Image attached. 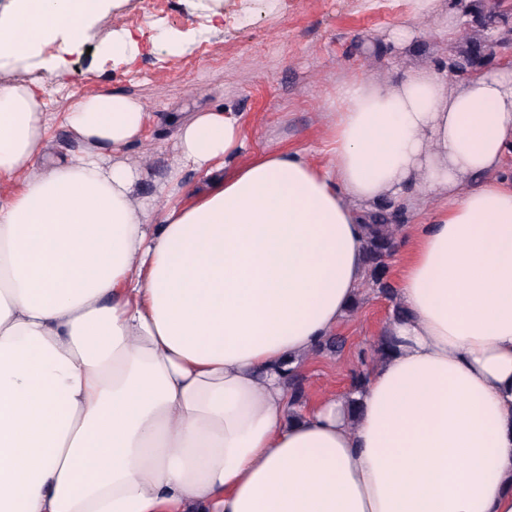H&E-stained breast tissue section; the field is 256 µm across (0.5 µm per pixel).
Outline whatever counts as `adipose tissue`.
<instances>
[{
    "label": "adipose tissue",
    "instance_id": "obj_1",
    "mask_svg": "<svg viewBox=\"0 0 512 512\" xmlns=\"http://www.w3.org/2000/svg\"><path fill=\"white\" fill-rule=\"evenodd\" d=\"M11 2L0 61L85 43L109 8ZM39 69L0 84V512H512V67L352 75L320 162L249 152L221 105L101 86L49 112L66 70ZM161 121L156 177L129 153ZM385 201L414 218L392 348L358 413L291 407L285 372L363 294Z\"/></svg>",
    "mask_w": 512,
    "mask_h": 512
}]
</instances>
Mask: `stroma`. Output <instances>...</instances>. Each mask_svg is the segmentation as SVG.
<instances>
[{
	"label": "stroma",
	"instance_id": "stroma-1",
	"mask_svg": "<svg viewBox=\"0 0 512 512\" xmlns=\"http://www.w3.org/2000/svg\"><path fill=\"white\" fill-rule=\"evenodd\" d=\"M457 45L512 27V0H459ZM410 0H122L93 22L90 47L65 56L67 86L48 96L65 111L68 96L106 85L137 95L151 112H190L221 104L242 113L249 147H288L321 160L322 100L352 73L375 79L393 70L443 67L448 40L436 16L418 20L415 49L393 50L386 37L412 15ZM131 30L139 52L129 60L104 53L112 33ZM190 35L180 56L154 42L159 31ZM171 130L149 129L132 158L162 174L171 156ZM393 304L373 290L337 326L345 346L319 355L302 371L306 399L348 394L354 375L373 366L372 348Z\"/></svg>",
	"mask_w": 512,
	"mask_h": 512
}]
</instances>
